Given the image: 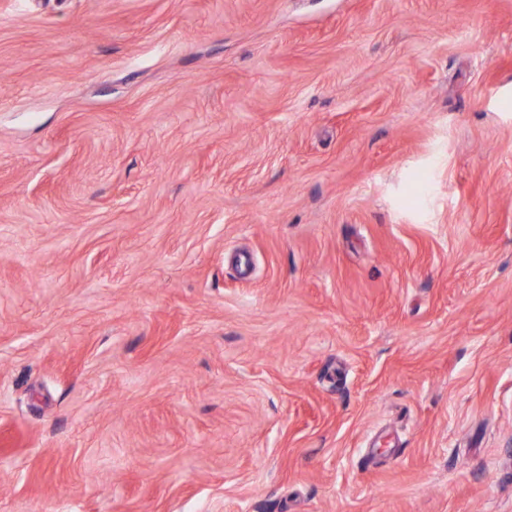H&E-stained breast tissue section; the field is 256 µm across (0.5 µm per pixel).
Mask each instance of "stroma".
<instances>
[{
	"instance_id": "obj_1",
	"label": "stroma",
	"mask_w": 512,
	"mask_h": 512,
	"mask_svg": "<svg viewBox=\"0 0 512 512\" xmlns=\"http://www.w3.org/2000/svg\"><path fill=\"white\" fill-rule=\"evenodd\" d=\"M0 512H512V0H0Z\"/></svg>"
}]
</instances>
